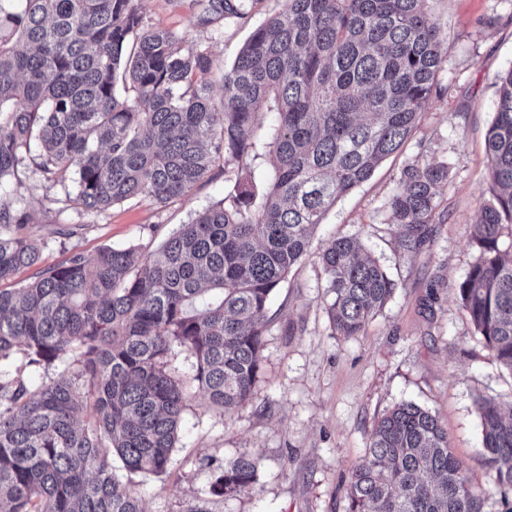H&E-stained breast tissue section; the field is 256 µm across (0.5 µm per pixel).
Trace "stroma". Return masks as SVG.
<instances>
[{
  "instance_id": "stroma-1",
  "label": "stroma",
  "mask_w": 512,
  "mask_h": 512,
  "mask_svg": "<svg viewBox=\"0 0 512 512\" xmlns=\"http://www.w3.org/2000/svg\"><path fill=\"white\" fill-rule=\"evenodd\" d=\"M282 4L260 0L249 24L219 32L197 25L189 0H139L138 8L145 26L177 33L184 47L208 49L217 82L253 25ZM432 21L447 47L438 76L445 95L431 100L404 151L329 211L311 253L276 289L251 399L227 416L192 389L171 473L134 479L145 512H184L200 498L209 512H347L348 474L363 460L375 421L401 401L436 413L472 483L485 493L484 512H505L483 464L474 400L481 394L512 399V373L474 334L458 288L477 256L474 225L490 197L485 135L498 77L512 67V0H436ZM424 153L448 163V181L437 191L448 221L432 225L424 247L409 254L389 222L387 202L403 167ZM235 179L231 165L169 205L143 199L87 215L50 201L33 171L21 183L1 180L0 202L28 214V231L43 243L48 266L75 251L93 257L107 246L154 250L226 197ZM343 236L358 239L399 283L386 306L348 339L330 326L317 258L328 240ZM243 453L261 459L254 490L230 501L211 496L212 472L203 458L229 461Z\"/></svg>"
}]
</instances>
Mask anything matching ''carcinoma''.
Segmentation results:
<instances>
[{
    "mask_svg": "<svg viewBox=\"0 0 512 512\" xmlns=\"http://www.w3.org/2000/svg\"><path fill=\"white\" fill-rule=\"evenodd\" d=\"M198 24L246 18L243 0H191ZM435 0H284L252 31L220 94L204 49L148 29L137 0H19L0 9V180L40 172L54 202L83 214L143 198L166 205L237 168L233 193L154 251L80 252L0 287V512H144L132 476L174 464L191 381L229 414L250 399L271 297L325 214L403 149L447 50ZM491 199L474 225L478 257L459 286L474 334L512 373V68L498 78L486 136ZM448 163L408 162L388 201L401 246L444 224ZM28 215L0 204V284L39 265ZM331 328L358 335L398 283L352 237L318 255ZM483 462L512 494V412L478 396ZM348 479V512H483V494L438 417L400 402L375 422ZM210 494L255 488L260 458L212 460Z\"/></svg>",
    "mask_w": 512,
    "mask_h": 512,
    "instance_id": "obj_1",
    "label": "carcinoma"
}]
</instances>
